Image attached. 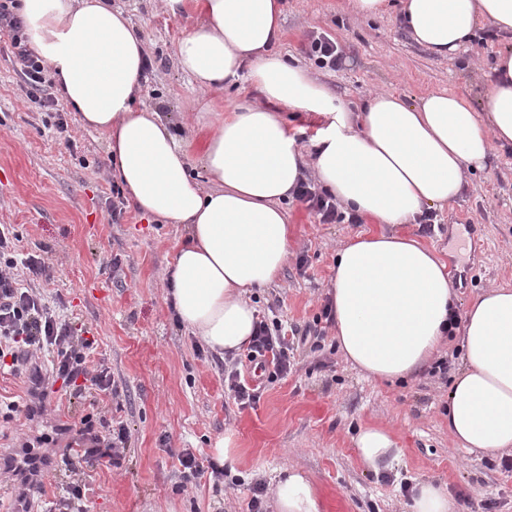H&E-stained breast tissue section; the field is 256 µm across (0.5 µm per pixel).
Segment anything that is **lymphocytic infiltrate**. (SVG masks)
I'll return each instance as SVG.
<instances>
[{
    "instance_id": "f902f5d3",
    "label": "lymphocytic infiltrate",
    "mask_w": 512,
    "mask_h": 512,
    "mask_svg": "<svg viewBox=\"0 0 512 512\" xmlns=\"http://www.w3.org/2000/svg\"><path fill=\"white\" fill-rule=\"evenodd\" d=\"M20 31L6 0H0V33L10 35L13 54L32 94H46L45 67L23 44ZM16 238L11 225H0V370L25 373L29 396L40 413L47 410L50 385L59 381L70 385L83 378L101 390H114L105 371L88 366L93 340L75 334L61 302L48 300L33 288V281L50 278V268L40 258L18 253ZM293 350L294 342L281 323L262 320L247 359L269 377H283L291 369ZM69 431L75 446L70 465L76 475L87 464L116 463L126 440L122 428L109 439L98 435L90 415L71 425Z\"/></svg>"
}]
</instances>
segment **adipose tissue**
I'll list each match as a JSON object with an SVG mask.
<instances>
[{
    "mask_svg": "<svg viewBox=\"0 0 512 512\" xmlns=\"http://www.w3.org/2000/svg\"><path fill=\"white\" fill-rule=\"evenodd\" d=\"M401 2L402 26L442 59L474 39L480 22L512 34V0ZM161 6L174 17L199 15L176 50L195 88L243 78L262 97L233 104L202 134L205 187L158 112L134 105L146 52L124 11L109 0H20L16 14L59 95L85 128L105 135L130 200L185 227L167 272L178 319L217 353L248 345L257 316L246 293L279 279L290 247L284 202L310 171L345 215L374 226L336 253L328 295L339 348L373 380L405 379L428 365L448 338L452 286L434 253L396 227L456 199L493 145L512 146V50L497 54L483 111L446 91L414 102L381 92L354 110L284 55L281 0ZM289 109L317 118L309 148L281 118ZM461 323L463 367L448 396V431L462 448L512 452V287L483 293ZM355 445L373 471L395 457L381 427L361 429ZM273 498L276 512H324L318 487L292 468L274 483Z\"/></svg>",
    "mask_w": 512,
    "mask_h": 512,
    "instance_id": "obj_1",
    "label": "adipose tissue"
}]
</instances>
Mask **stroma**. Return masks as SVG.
Wrapping results in <instances>:
<instances>
[{"instance_id": "stroma-1", "label": "stroma", "mask_w": 512, "mask_h": 512, "mask_svg": "<svg viewBox=\"0 0 512 512\" xmlns=\"http://www.w3.org/2000/svg\"><path fill=\"white\" fill-rule=\"evenodd\" d=\"M282 2L283 51L304 60L350 106L375 91L416 99L445 88L482 104L496 53L512 44L511 35H485L439 59L394 16L362 19L343 9V0ZM112 4L145 42L150 68L139 103L160 106L179 143L197 156L199 131L216 124L225 102L251 98L252 88L237 82L201 106L200 91L175 58L196 15L171 18L154 0ZM317 34L340 45L335 68L310 57ZM60 117L68 125L64 135L56 131ZM116 183L104 135L82 127L62 98L49 107L32 98L8 38H0V225L14 227L19 252L50 263L51 278L38 282V291L62 300L79 335L96 338L90 363L105 368L121 392L115 398L86 382L57 390L48 415L0 421V456L21 458L31 445L51 460L35 512H47L71 480L69 438L57 427L93 412L125 427L128 441L118 465L85 467L89 512H250L254 483H271L286 468L316 484L325 512H408L405 480L441 486L457 512H512V454L471 453L448 434L444 409L463 364L460 336L442 352L450 360L446 373L424 370L393 384L368 380L340 354L324 314L326 290L337 244L364 224H323L305 204L289 200L288 263L278 284L250 298L259 317L277 319L285 331L304 333L313 324L319 334L295 347L287 377L265 382L256 407L242 409L211 349L165 300L164 273L184 227L149 219L129 203L113 216ZM402 230L446 262L458 311L489 287L512 286V147L495 149L455 201L434 209L431 225ZM373 425L389 428L398 448L393 467L377 474L363 467L354 441L359 428ZM228 431L237 443L231 466L241 485L181 481L178 452L190 449L204 470L222 467L214 445Z\"/></svg>"}]
</instances>
